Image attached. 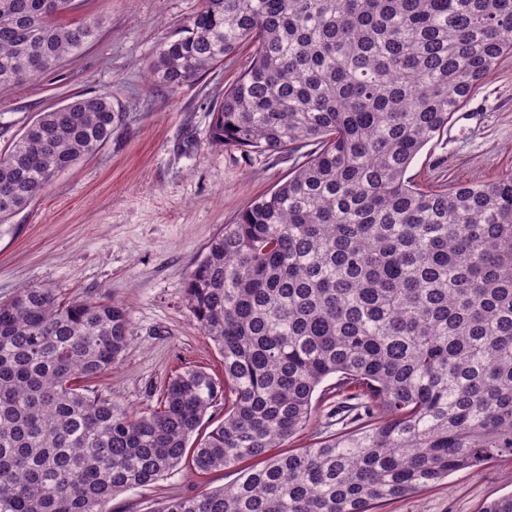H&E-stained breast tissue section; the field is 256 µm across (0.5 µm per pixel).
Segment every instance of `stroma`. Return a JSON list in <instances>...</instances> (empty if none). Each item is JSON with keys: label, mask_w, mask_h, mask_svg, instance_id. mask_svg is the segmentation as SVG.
Masks as SVG:
<instances>
[{"label": "stroma", "mask_w": 512, "mask_h": 512, "mask_svg": "<svg viewBox=\"0 0 512 512\" xmlns=\"http://www.w3.org/2000/svg\"><path fill=\"white\" fill-rule=\"evenodd\" d=\"M202 0H77L57 16L96 17L95 38L31 83L0 99V150L37 113L80 94H109L124 125L93 154L54 177L0 234V302L27 286L66 301L122 304L129 344L92 385L120 408L156 409L165 381L189 368L222 375V359L185 300L188 277L211 240L255 198L284 181L295 160L213 145L212 112L248 51L177 89L153 82L149 65L165 41L185 35ZM488 116L480 134L428 143L407 176L439 190L512 176V54L475 90ZM238 471L195 475L179 468L151 487L115 496L112 512H153L170 497L233 483ZM512 493V459L451 473L440 483L382 503L376 512H483Z\"/></svg>", "instance_id": "obj_1"}]
</instances>
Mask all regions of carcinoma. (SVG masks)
<instances>
[{"label": "carcinoma", "instance_id": "1", "mask_svg": "<svg viewBox=\"0 0 512 512\" xmlns=\"http://www.w3.org/2000/svg\"><path fill=\"white\" fill-rule=\"evenodd\" d=\"M73 0H0V96L55 67L99 20ZM253 47L210 139L309 151L215 237L186 302L224 361L189 369L158 409L84 385L128 346L115 303L24 288L0 303V512H112L184 464L261 459L155 512H374L512 456V178L424 191L415 156L512 53V0H203L150 64L177 89ZM38 58L44 67L33 72ZM123 121L104 94L41 112L0 152V232ZM336 400L335 431L270 456ZM224 402V422L201 431Z\"/></svg>", "mask_w": 512, "mask_h": 512}]
</instances>
